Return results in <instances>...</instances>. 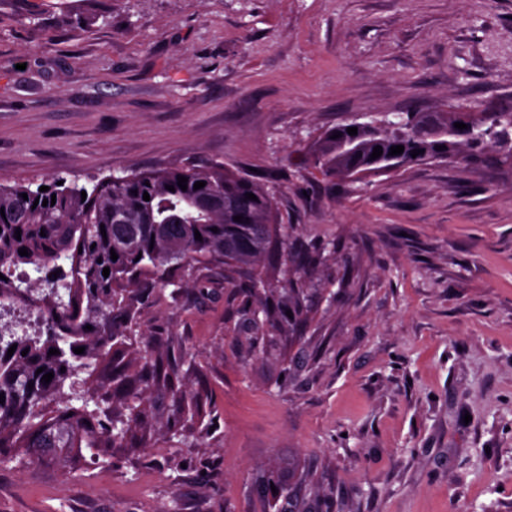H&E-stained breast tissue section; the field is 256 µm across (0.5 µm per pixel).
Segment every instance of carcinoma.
Instances as JSON below:
<instances>
[{
  "label": "carcinoma",
  "instance_id": "obj_1",
  "mask_svg": "<svg viewBox=\"0 0 512 512\" xmlns=\"http://www.w3.org/2000/svg\"><path fill=\"white\" fill-rule=\"evenodd\" d=\"M471 118L474 141L453 149L449 162L468 168L473 152L485 163L512 161V107L473 112ZM347 128L339 124L312 143L315 168L326 178L344 180L351 169H376L397 145L404 146L408 167L424 162L411 156L413 150L434 153L448 145L446 112H409L398 122L355 135ZM336 133L339 137L332 138ZM376 146L382 147V155L372 160ZM180 176L188 178L185 190L178 187ZM198 181L206 185L196 190ZM41 185L49 190L41 192L22 181L0 182V209L5 211L0 216V307L20 302L38 309L45 322L44 332L36 336L0 331V394L5 396L0 403V465L17 458L47 465L60 458L76 463L88 451L98 455L107 448L143 444L155 390L169 399L178 417L188 412L204 417L202 394L187 397L173 366L164 364L156 340L145 338L134 380L128 374V345L140 328L141 306L167 287L177 299L182 289L196 286L195 272L202 268L223 264L249 270L245 292L253 297L267 288H288L275 276L251 271L275 247L277 216L270 186L222 163L132 172L123 180L93 179L89 186L51 176ZM168 185L175 191L167 190ZM145 193L150 200H143ZM248 193L257 200L246 198ZM53 194L55 204L35 203ZM21 248L28 255H19ZM21 264L32 266L35 276H16ZM106 267L107 277L102 275ZM306 302L303 292L293 298L288 330L295 329ZM284 316L281 304L265 305L251 310L245 323L253 327ZM78 347L84 353H74ZM52 348L59 353L49 354ZM102 364L111 368L108 384L92 380ZM49 372L53 378L47 384L42 377Z\"/></svg>",
  "mask_w": 512,
  "mask_h": 512
}]
</instances>
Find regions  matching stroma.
<instances>
[{
  "instance_id": "obj_1",
  "label": "stroma",
  "mask_w": 512,
  "mask_h": 512,
  "mask_svg": "<svg viewBox=\"0 0 512 512\" xmlns=\"http://www.w3.org/2000/svg\"><path fill=\"white\" fill-rule=\"evenodd\" d=\"M0 0V180L220 162L276 189L281 242L335 244L293 339L229 342L243 275L199 271L143 330L207 414L171 441L0 465V512H512V175L428 162L329 184L310 146L368 113L512 104V0ZM279 493L255 495L266 470Z\"/></svg>"
}]
</instances>
